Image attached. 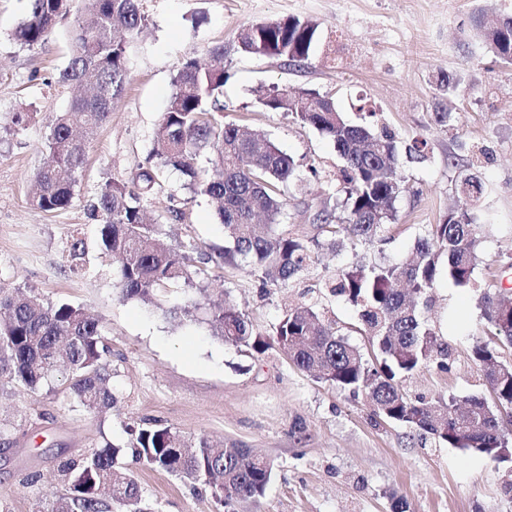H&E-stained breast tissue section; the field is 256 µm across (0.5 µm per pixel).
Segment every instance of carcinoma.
<instances>
[{
	"instance_id": "obj_1",
	"label": "carcinoma",
	"mask_w": 512,
	"mask_h": 512,
	"mask_svg": "<svg viewBox=\"0 0 512 512\" xmlns=\"http://www.w3.org/2000/svg\"><path fill=\"white\" fill-rule=\"evenodd\" d=\"M67 2L29 0L12 38L26 46L42 43L66 14ZM83 2L89 21L71 35L63 77L77 79L84 93L51 124L46 137L50 162L35 175L33 205L47 213L71 203L86 143L124 89L126 44L114 32L124 28L132 35L146 22L138 0ZM473 26L488 52L512 64V17L491 23L479 13ZM316 34L315 23L289 17L244 29L238 43L246 53L302 63L313 51ZM224 81V46L209 49L205 60L187 57L172 80L156 131V162L140 169L129 183L108 180L100 187V242L118 256L115 278L125 299L153 305L158 290L180 286L201 293L211 262L240 266L265 284L285 287L312 262L314 250H335L345 240L381 241L397 220L396 202L407 185L394 136L376 132L365 121H349L332 100L313 91L271 86L260 103L316 129L343 160V199L316 213V233L310 238L283 234L279 226L288 205L285 188L295 180V160L275 142L224 122ZM204 153L210 155L212 169L203 179L198 160ZM166 168L179 171L194 193L219 203L224 249L211 254L169 247L161 225L144 222L141 199L160 186ZM456 192L461 205L442 222L421 225L403 258L360 259L338 267L325 280L329 295L357 308L371 355L350 344L336 323L324 318L319 298L287 309L274 326L271 342L254 334L246 315L230 306L207 312L211 335L259 354L274 342L295 367L315 379L352 395L365 393L380 420L410 428L439 445L511 462L512 365L497 359L496 348H512V304L500 300L494 281L485 283L480 295L485 337L471 348L494 399L411 398L400 389V379L421 369L448 370V346L427 324L423 307L428 291L443 278L458 286L474 284L481 262L474 202L482 194V183L462 172ZM0 315L1 376L36 391L66 373L80 406L98 415L112 411L111 371L98 320L79 306L52 303L19 288H0ZM130 435L137 463L208 485L224 512H240L245 503L258 501L273 477L272 461L250 448L217 447L205 436L190 439L172 426L151 421L131 428ZM122 453L123 447L106 440L81 460L62 462L68 492L46 512H154L133 474L119 464Z\"/></svg>"
}]
</instances>
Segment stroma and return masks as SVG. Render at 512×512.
Here are the masks:
<instances>
[{
  "label": "stroma",
  "mask_w": 512,
  "mask_h": 512,
  "mask_svg": "<svg viewBox=\"0 0 512 512\" xmlns=\"http://www.w3.org/2000/svg\"><path fill=\"white\" fill-rule=\"evenodd\" d=\"M26 5L0 0V287L32 289L97 318L116 402L101 417L80 407L66 386L32 391L0 377V439L13 443L0 452V512L49 505L68 490L58 474L61 462L81 460L106 439L128 444L129 427L153 419L186 437L204 435L270 459L272 480L248 512H391L396 499L407 512H512L504 465L377 422L366 395L316 381L278 346L259 354L222 343L205 323L170 319L169 309L185 304L187 289L161 291L153 306L123 299L91 215L102 182L129 181L147 165L172 78L186 56L220 45L225 121L271 137L297 164L284 231L312 235L321 202L337 197L342 162L317 130L261 106V90H311L355 120L372 112L377 130L392 133L401 151L424 140L428 157L405 163L409 191L397 203L399 219L387 242L322 251L284 288L262 285L231 265L212 268L202 309L233 304L255 334L269 337L284 310L337 267L404 255L419 225L439 223L453 207L458 173L475 158L482 162L487 225L476 279L490 280L512 261V67L486 51L472 18L481 11L512 17V0H140L147 25L128 38L124 90L86 147L71 204L52 213L33 206V177L47 160L54 116L69 109L75 93V82L62 74L70 59L68 34L83 20L84 4L72 0L68 17L32 47L11 36ZM287 17L318 26L307 62L239 49L243 29ZM447 75L460 80L450 96L438 89ZM17 112L29 113L26 125H14ZM438 112L450 113L448 125L436 124ZM141 206L150 222L164 225L168 245L187 251L224 245L215 203L193 196L174 169H166ZM77 238L87 256L74 273L69 251ZM477 297L475 287L445 280L431 290L425 315L448 343L449 369L418 371L403 380L405 393H487L471 357L482 333ZM134 467L155 512H224L208 486Z\"/></svg>",
  "instance_id": "1"
}]
</instances>
